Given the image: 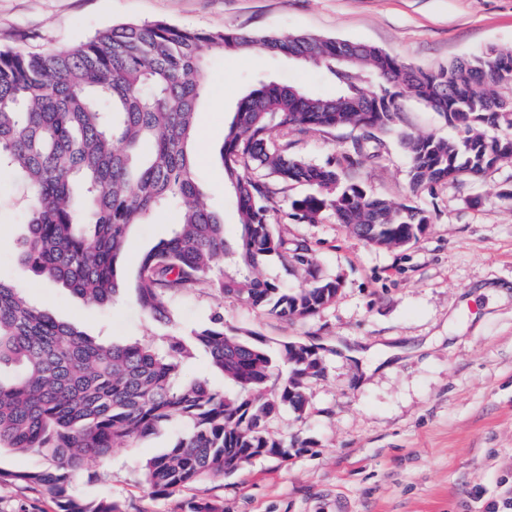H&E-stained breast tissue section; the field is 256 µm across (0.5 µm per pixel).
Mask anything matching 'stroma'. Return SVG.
I'll return each mask as SVG.
<instances>
[{
  "mask_svg": "<svg viewBox=\"0 0 512 512\" xmlns=\"http://www.w3.org/2000/svg\"><path fill=\"white\" fill-rule=\"evenodd\" d=\"M165 21L206 31L288 36L314 34L364 42L409 64L436 69L497 45L512 48V0H0V50L47 53L123 24ZM325 93L317 68L258 54H228L208 64L197 114L207 159L198 173L226 225L237 222L224 190L219 149L224 126L256 79ZM400 133L384 135L381 160L350 173L367 190L427 209L418 242L376 249L334 216L302 224L281 189L277 228L307 244L320 273L338 278L333 302L305 320L284 321L249 304L197 288L173 303L172 322L144 314L132 284L140 257L169 236L175 216L138 226L123 259L126 289L112 309L36 279L16 260L27 200L14 175L0 171V279L96 338L121 344L183 334L222 315L226 330L253 333L270 347L302 339L320 349L323 373L305 390L304 414L284 412L269 433L308 446L288 458L260 457L236 473L158 494L141 465L171 446L180 424L134 446L113 449L73 477L86 499L112 498L126 512H334L337 496L353 512H507L512 489V162L457 186L413 194L401 133L455 136L425 104L401 102ZM275 142L314 163L339 159L355 130L272 128ZM377 364L360 375L355 350Z\"/></svg>",
  "mask_w": 512,
  "mask_h": 512,
  "instance_id": "obj_1",
  "label": "stroma"
}]
</instances>
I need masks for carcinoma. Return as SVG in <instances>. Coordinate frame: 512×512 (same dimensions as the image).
I'll use <instances>...</instances> for the list:
<instances>
[{
    "mask_svg": "<svg viewBox=\"0 0 512 512\" xmlns=\"http://www.w3.org/2000/svg\"><path fill=\"white\" fill-rule=\"evenodd\" d=\"M258 53L274 59L316 56L334 87L308 93L259 80L240 98L224 128V188L237 203L234 234L197 175L196 115L211 57ZM413 98L437 112L457 136H402L411 190L453 186L512 160V50L488 48L438 70L412 66L375 46L311 34L285 38L180 28L165 21L124 24L66 49L0 51V170L30 195L19 261L40 280L57 283L101 306L113 304L132 229L174 208L171 235L138 263L136 302L172 321L171 303L206 285L284 320H304L331 303L337 278L313 268L309 249L288 247L276 229V190L309 192L289 201L292 216L318 224L330 214L377 248L417 241L431 223L419 207L377 196L348 180L352 169L382 158L380 135L399 128L400 102ZM274 127L360 131L342 163H312L270 140ZM311 277L285 288L257 273L268 257ZM209 366L237 387L215 389L206 378L178 379L198 348ZM289 375L271 392L279 362ZM20 373L0 379V444L50 457V467L0 469V484L18 483L56 512H125L112 498L85 500L72 479L89 457L104 459L174 421L186 431L147 459L142 475L167 494L211 475L238 470L243 457L290 456L306 447L272 437L269 421L305 411L309 375L288 343L276 352L257 336L224 330V319L170 334L108 344L56 319L0 279V365Z\"/></svg>",
    "mask_w": 512,
    "mask_h": 512,
    "instance_id": "carcinoma-1",
    "label": "carcinoma"
}]
</instances>
